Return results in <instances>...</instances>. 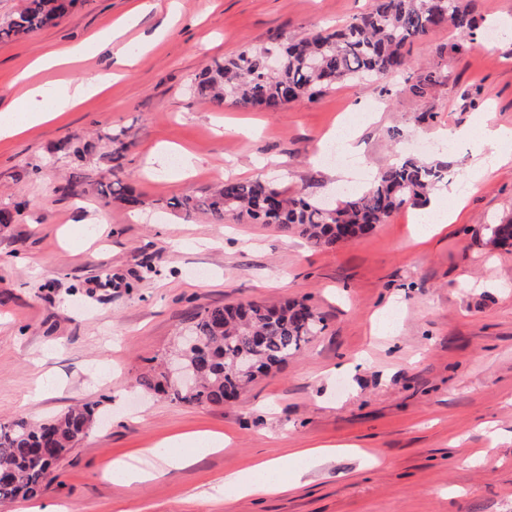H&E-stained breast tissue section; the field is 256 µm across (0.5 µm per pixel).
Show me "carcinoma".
I'll use <instances>...</instances> for the list:
<instances>
[{
    "instance_id": "cac0c4a2",
    "label": "carcinoma",
    "mask_w": 512,
    "mask_h": 512,
    "mask_svg": "<svg viewBox=\"0 0 512 512\" xmlns=\"http://www.w3.org/2000/svg\"><path fill=\"white\" fill-rule=\"evenodd\" d=\"M75 2L22 0L17 12L0 23V41L30 37L56 26ZM444 23L469 37L479 28L468 0H374L367 12L334 31L292 41L275 37L258 49L213 61L198 75L194 93L218 105L229 100L240 107L275 112L341 82L409 69L408 46ZM436 83L434 74H419L410 91L423 98ZM108 141L114 176L124 167L131 144L119 134L109 135ZM447 177L448 164L407 156L382 171L368 189L341 194L333 201L302 192L289 195L261 181L228 178L204 195L174 198L167 206L189 215L205 214L215 224L245 219L273 225L315 247L332 249L386 223L405 205L426 206L429 192ZM100 193L129 208L142 205L140 195L118 179L100 188ZM489 230L491 246L512 247L511 216ZM325 329L324 317L304 300L206 307L194 314L187 329V335L201 339V345L190 347L182 341L177 349L184 366L196 373V385L177 384L165 373L144 374L138 383L189 404L221 406L256 380L240 373L241 360H254L268 374ZM94 419V407L86 405L40 423L0 425V506L20 496H37L60 462L87 436Z\"/></svg>"
}]
</instances>
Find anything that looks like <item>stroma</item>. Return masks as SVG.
<instances>
[{
  "label": "stroma",
  "instance_id": "35a3bbf8",
  "mask_svg": "<svg viewBox=\"0 0 512 512\" xmlns=\"http://www.w3.org/2000/svg\"><path fill=\"white\" fill-rule=\"evenodd\" d=\"M135 2L79 0L57 26L0 42V111L25 94L17 77L26 71L52 91L90 71L114 77L76 108L0 140V208L17 210L14 223L0 224V424L85 403L105 417L40 502L67 512H512V251L488 243L490 224L512 214V161L422 241L419 211L408 205L333 249L167 206L206 193L221 173L291 193L333 192L342 180L318 145L363 106L356 154L370 176L357 189L400 154L447 162L465 185L477 157L442 136L479 116L512 128V40L484 47L443 26L410 47L411 72L439 78L426 98L399 74L264 112L197 97V73L276 35L345 25L373 0H178L174 15L169 0L139 13ZM121 18L131 67L95 39ZM77 44L80 60L32 72L46 51ZM119 131L132 144L120 178L144 200L136 214L98 194L104 159L63 149ZM75 174L76 194H57ZM302 298L326 330L233 401L189 405L139 386L200 309ZM387 305L399 311L389 341L373 324ZM203 434L231 442L138 486L111 473L116 458L161 467L150 448L179 442L188 452ZM323 444L344 451L309 466L289 492L212 496L213 481L257 459Z\"/></svg>",
  "mask_w": 512,
  "mask_h": 512
}]
</instances>
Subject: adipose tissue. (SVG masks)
I'll list each match as a JSON object with an SVG mask.
<instances>
[{"instance_id":"adipose-tissue-1","label":"adipose tissue","mask_w":512,"mask_h":512,"mask_svg":"<svg viewBox=\"0 0 512 512\" xmlns=\"http://www.w3.org/2000/svg\"><path fill=\"white\" fill-rule=\"evenodd\" d=\"M48 92L43 87L33 88L22 101L17 102L12 111L0 114V138L10 137L25 127L44 122L49 113L46 105ZM331 445L312 448H291L283 455L254 463L249 468V478H241L230 473L217 482V489L232 488L242 497H267L294 489L301 476L295 470L294 462L299 460L318 461L334 455Z\"/></svg>"}]
</instances>
